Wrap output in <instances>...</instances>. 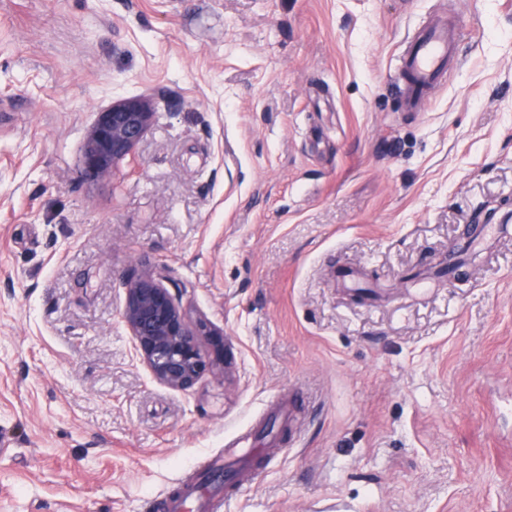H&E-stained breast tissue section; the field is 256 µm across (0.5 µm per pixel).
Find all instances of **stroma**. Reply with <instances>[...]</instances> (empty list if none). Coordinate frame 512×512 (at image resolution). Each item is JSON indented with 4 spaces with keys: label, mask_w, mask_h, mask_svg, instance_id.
<instances>
[{
    "label": "stroma",
    "mask_w": 512,
    "mask_h": 512,
    "mask_svg": "<svg viewBox=\"0 0 512 512\" xmlns=\"http://www.w3.org/2000/svg\"><path fill=\"white\" fill-rule=\"evenodd\" d=\"M442 14L460 59L423 110L391 91ZM150 94L131 177L78 157ZM512 0H0V512H167L303 386L301 432L228 512H512ZM162 268L224 332L174 391L121 319ZM377 285L356 300L339 270Z\"/></svg>",
    "instance_id": "35a3bbf8"
}]
</instances>
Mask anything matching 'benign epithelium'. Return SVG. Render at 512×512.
<instances>
[{
  "instance_id": "benign-epithelium-1",
  "label": "benign epithelium",
  "mask_w": 512,
  "mask_h": 512,
  "mask_svg": "<svg viewBox=\"0 0 512 512\" xmlns=\"http://www.w3.org/2000/svg\"><path fill=\"white\" fill-rule=\"evenodd\" d=\"M158 102L148 94L118 99L95 116L81 150V165L94 177H111L132 165L136 147L158 120ZM157 270L133 274L125 282L121 318L134 350L161 385L187 391L207 374L224 373V332L204 320L190 321L182 295L163 283Z\"/></svg>"
}]
</instances>
